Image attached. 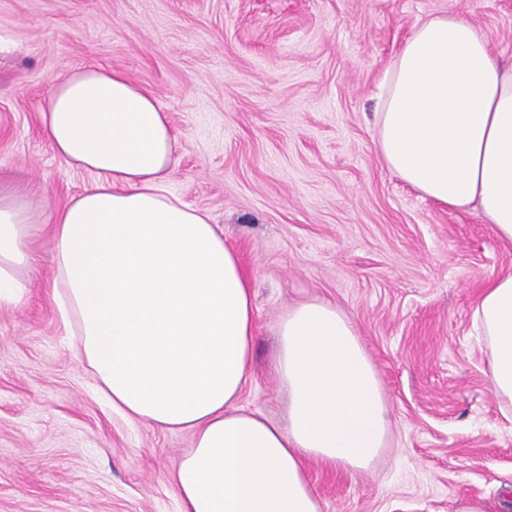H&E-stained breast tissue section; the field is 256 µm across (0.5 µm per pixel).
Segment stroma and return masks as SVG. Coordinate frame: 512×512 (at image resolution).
Returning <instances> with one entry per match:
<instances>
[{
  "label": "stroma",
  "mask_w": 512,
  "mask_h": 512,
  "mask_svg": "<svg viewBox=\"0 0 512 512\" xmlns=\"http://www.w3.org/2000/svg\"><path fill=\"white\" fill-rule=\"evenodd\" d=\"M460 13L512 57V0H0V182L52 212L90 188L43 131L52 85L100 66L147 88L178 140L166 187L206 211L254 279L240 404L278 421L276 324L326 298L354 322L390 407L366 469L306 464L323 512H512V422L473 310L512 243L381 158V77L415 24ZM18 303L0 306V512H178L191 434L127 422L72 353L48 229Z\"/></svg>",
  "instance_id": "1"
}]
</instances>
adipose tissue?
I'll use <instances>...</instances> for the list:
<instances>
[{
    "label": "adipose tissue",
    "mask_w": 512,
    "mask_h": 512,
    "mask_svg": "<svg viewBox=\"0 0 512 512\" xmlns=\"http://www.w3.org/2000/svg\"><path fill=\"white\" fill-rule=\"evenodd\" d=\"M42 123L65 165L94 182L47 217L0 185V304L18 300L32 227L48 220L53 300L113 409L193 435L170 472L180 512H322L307 461L367 468L390 426L352 320L327 299L288 310L273 359L284 419L244 411L252 285L210 216L166 189L177 143L166 113L122 73L89 67L53 86ZM375 124L402 181L448 208L475 206L512 242V63L466 16L415 25L386 70ZM473 321L512 410V274L484 281Z\"/></svg>",
    "instance_id": "ef3b65f1"
}]
</instances>
